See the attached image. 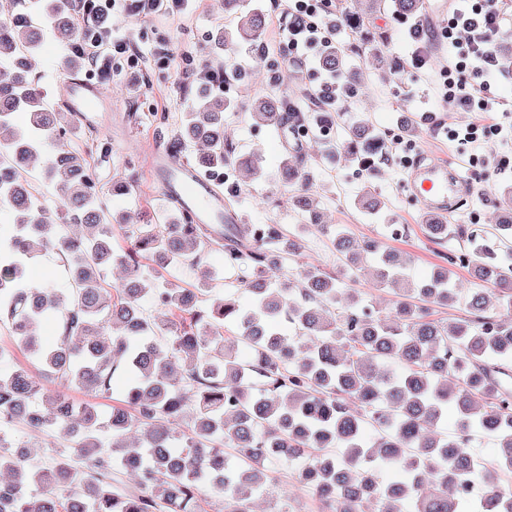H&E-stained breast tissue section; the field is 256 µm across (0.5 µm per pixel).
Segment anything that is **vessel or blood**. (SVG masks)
I'll return each mask as SVG.
<instances>
[{"mask_svg": "<svg viewBox=\"0 0 512 512\" xmlns=\"http://www.w3.org/2000/svg\"><path fill=\"white\" fill-rule=\"evenodd\" d=\"M101 100L102 92L96 84L80 83L71 87L70 108L78 122L84 125L96 121ZM155 159L164 176L165 191L178 193L184 207L192 211L199 221L237 222L236 214L224 211L223 193L202 178L192 166L160 152L156 153ZM464 180L458 168L430 160L424 155L416 160L408 173L412 195L426 212H447Z\"/></svg>", "mask_w": 512, "mask_h": 512, "instance_id": "b4317fda", "label": "vessel or blood"}]
</instances>
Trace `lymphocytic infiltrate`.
Masks as SVG:
<instances>
[{
	"mask_svg": "<svg viewBox=\"0 0 512 512\" xmlns=\"http://www.w3.org/2000/svg\"><path fill=\"white\" fill-rule=\"evenodd\" d=\"M114 0H76V8L83 23L75 48L87 54L98 75L111 77L112 57L122 54L129 61H136L140 54L138 45L112 33ZM503 11L496 0H474L470 8L452 14L441 35L454 39L457 32L468 35L465 46L456 60L443 72L441 92L452 111L477 112V121H465L449 130V136L460 152H474L489 139L512 138V111L502 108L499 99L492 95L486 76L499 70L500 65L492 46L502 29ZM108 46V53H101V46Z\"/></svg>",
	"mask_w": 512,
	"mask_h": 512,
	"instance_id": "f902f5d3",
	"label": "lymphocytic infiltrate"
}]
</instances>
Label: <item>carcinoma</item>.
<instances>
[{
	"mask_svg": "<svg viewBox=\"0 0 512 512\" xmlns=\"http://www.w3.org/2000/svg\"><path fill=\"white\" fill-rule=\"evenodd\" d=\"M241 2L224 0L237 24L219 36L220 49L253 44L265 29V14L243 11ZM366 2L368 9L355 10L348 0H334L330 28L365 41L371 11L407 25L424 10V0ZM72 9L73 0H46L36 22L0 13V67L15 70L0 81V210L13 216L0 223V323L10 336L9 345H0V512H205L203 484L224 512H254L277 467L293 468L322 512H402L406 506L460 512L470 500L458 489L472 481L486 485L484 495L470 501L475 512H512V488L497 475L512 472V190L501 197L496 232L467 238V266L481 288L466 297L471 316L450 325L433 319L432 311L460 302L452 267H435L414 281L398 254L342 231L334 233V245L344 267L391 290L388 313L317 267L269 279V271L300 253L303 232L329 234L328 224H304L294 234L265 224L258 238L256 224L199 222L173 196L160 214L130 224L97 204L85 154L68 145L62 113L26 65L45 30L75 45ZM358 53L356 45L327 42L317 73L355 91L361 80L349 57ZM312 101L314 112H295L270 91L256 97L251 112L255 123L293 138L271 180L288 188V204L303 215L314 198L296 127L338 124L319 93ZM231 107L197 93L164 151L206 145L192 164L205 178L224 168L257 173L256 160L224 141V111ZM19 112L21 126L15 124ZM386 145L359 119L343 138L325 142L323 158L352 163L369 178ZM38 158L80 233L46 216L43 196L28 177ZM424 227L438 242L465 235L444 215H426ZM207 250L247 272L242 288L251 306L215 288L203 262ZM366 253L375 257L368 269L362 267ZM48 255L64 262L69 291L29 281L30 264ZM114 264L125 279L107 288L105 272ZM185 269L194 271L191 287L172 281L156 287L163 273ZM490 290L498 303L492 314ZM51 318L60 320L54 345L37 334ZM226 326L250 348V360H238L225 346ZM17 349L57 388L44 390L28 367L15 363ZM119 386L121 398L104 422L97 404H76L66 394L74 389L107 398ZM450 403L457 413L451 437L441 430ZM18 421L33 432L62 435L53 466L12 451ZM477 435L496 441V469L470 449ZM74 456L85 460L83 469L72 468ZM387 469L397 479L384 485L379 474ZM114 470L133 473L136 487L118 489Z\"/></svg>",
	"mask_w": 512,
	"mask_h": 512,
	"instance_id": "carcinoma-1",
	"label": "carcinoma"
}]
</instances>
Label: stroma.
Returning a JSON list of instances; mask_svg holds the SVG:
<instances>
[{"label":"stroma","mask_w":512,"mask_h":512,"mask_svg":"<svg viewBox=\"0 0 512 512\" xmlns=\"http://www.w3.org/2000/svg\"><path fill=\"white\" fill-rule=\"evenodd\" d=\"M437 2L425 0L419 20L421 26L432 31L431 47L435 52L433 61L419 70L411 66L416 45L407 28L393 24L384 14L372 21L370 29L383 40L384 53L405 60L406 67L394 73L382 71L367 48L353 57L351 63L361 69L364 85L348 102L339 104V123L344 126L352 118H366L380 133L394 139L401 134V118H409L414 128L412 138L420 153L464 170L466 193L449 218L451 223L465 225L480 234L493 229L497 222L496 202L503 189L512 187V176L490 174L483 160L491 155H510L512 147L488 142L477 150V158L472 161L460 156L448 139L446 125L463 120L464 115L448 110L439 92L441 71L452 60L456 49L440 35L449 12L438 8ZM242 8L258 9L266 16L258 49L215 48V35L236 25L234 15L225 13L223 0H196L189 14L174 19L134 21L122 8H115L112 16L115 34L134 36L142 46L144 61L134 66L114 57L112 76L105 81L85 69L78 75H69L65 70L67 45L52 31L43 32L42 46L32 58V71L55 108L68 111L66 86L75 81L100 83L105 92L96 123L76 126L69 139L70 145L78 150L96 140L107 141L111 146L107 159H100L95 151L88 158L104 210L127 214L135 224L143 211H155L164 205L162 174L154 162V152L158 142L175 134L183 113L200 88L199 82L182 76L181 56L188 51L194 58V67L221 65L232 73L228 88L211 91L213 97L232 103L224 114V137L237 152L257 154L264 171L260 178L244 171L228 172V185L237 188L238 216L247 224H278L289 233L304 224V216L291 209L287 195L270 180L286 144L276 131L253 122L249 105L254 96L273 85L289 102L307 107L304 91L316 84L317 79L309 69L298 67L276 53L283 40L281 17L287 8L286 0H244ZM133 111L139 112L138 121L130 120ZM426 114L432 116V123L423 122ZM303 144L312 165L320 223L342 229L360 240L380 241L384 249L406 260L416 280L434 266L446 264L449 257L465 251V242L458 239L451 237L437 243L426 236L422 228L424 213L408 188V170L399 162L381 165L378 175L369 180L357 175L354 167L345 162L328 168L322 160L321 139L307 138ZM131 177L137 180L135 194L113 196V181ZM367 191L383 200L380 213L370 215L356 205V198ZM392 224L407 227V234L392 236L388 230ZM306 266L331 273L342 270L343 263L328 236L318 232L307 234L301 256L271 272L270 277L278 281ZM275 477L277 485L272 495L257 501L258 512H321L312 492L297 484L291 471H276Z\"/></svg>","instance_id":"35a3bbf8"}]
</instances>
